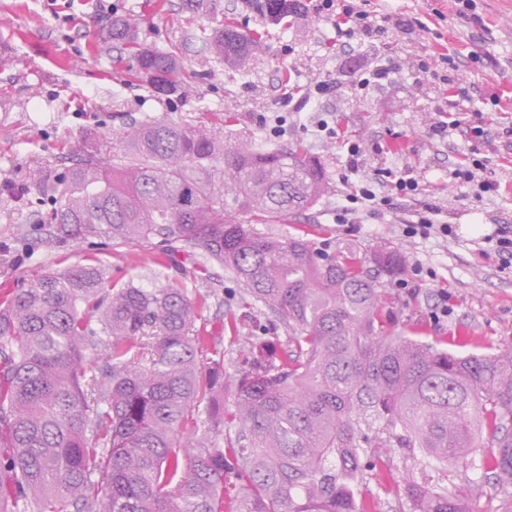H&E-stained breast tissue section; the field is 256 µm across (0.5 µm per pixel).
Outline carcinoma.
I'll use <instances>...</instances> for the list:
<instances>
[{
  "label": "carcinoma",
  "mask_w": 512,
  "mask_h": 512,
  "mask_svg": "<svg viewBox=\"0 0 512 512\" xmlns=\"http://www.w3.org/2000/svg\"><path fill=\"white\" fill-rule=\"evenodd\" d=\"M246 3L272 24L304 9ZM109 38L135 80L185 93L177 52L142 44L124 16ZM204 42L242 67L260 38L227 18ZM233 122L147 116L122 133V152L94 143L40 175L37 204L61 238L144 244L159 265L197 253L195 280L226 268L242 302L285 328L286 347L241 337L249 357L226 380L224 357L208 356L203 300L183 283L119 286L95 257L37 276L0 309V512H366L360 488L387 448L410 463L409 512H474L468 491L488 482V512H512V345L459 356L402 335L378 281L402 273L398 249L366 260L260 232L331 183L299 145L231 143ZM453 465L464 479L450 491Z\"/></svg>",
  "instance_id": "cac0c4a2"
}]
</instances>
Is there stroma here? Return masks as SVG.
<instances>
[{
    "label": "stroma",
    "instance_id": "35a3bbf8",
    "mask_svg": "<svg viewBox=\"0 0 512 512\" xmlns=\"http://www.w3.org/2000/svg\"><path fill=\"white\" fill-rule=\"evenodd\" d=\"M0 0V301L48 270H63L97 256L117 280L144 279L152 288L182 280L194 257L176 253L166 266L154 263L147 247L129 244L98 249L66 241L37 220L34 201L42 187L33 170L55 173L74 163L96 137L119 143L132 121L167 116L204 120L210 112L237 119L244 143L258 150L302 144L319 156L332 192L311 210L284 224H264V233L300 236L331 251L347 247L365 255L383 246L400 248L408 268L401 277H381L382 291L399 310L405 335L454 354L483 353L512 343V267H503L484 237L462 232L465 224L490 231L512 225V0H474L467 16L453 0H371L382 26L370 39L338 35L319 0H304L302 16L279 25L262 22L244 0H217L240 29L262 35L250 65L236 70L211 58L202 42L184 43L182 0ZM135 15L140 37L167 51L183 45L189 97H157L116 63L120 51L108 37L113 17ZM417 19L423 29L406 31ZM390 68L391 80L359 91L358 74ZM320 81L331 90L319 105L289 111L288 94ZM467 96L454 95V87ZM461 123L447 138H430L443 112ZM334 123L337 136H317L319 119ZM480 126L495 147L486 156L500 182L492 195L451 177L456 164L478 148L469 128ZM365 149L351 182L377 170H408L421 184V198L436 203L452 237L405 239L402 225L414 202L399 200L388 211L337 221L345 192L347 141ZM420 266L428 277L412 272ZM197 289L207 297L206 325L224 351V372L238 370L244 357L233 344L232 322L261 330L286 345L287 333L271 315L240 303L232 274L214 266ZM447 316H440V308ZM387 466L370 472L362 495L371 512H405L399 449H387Z\"/></svg>",
    "mask_w": 512,
    "mask_h": 512
}]
</instances>
